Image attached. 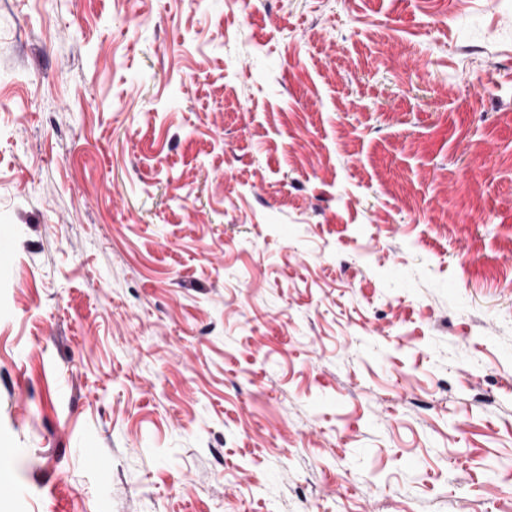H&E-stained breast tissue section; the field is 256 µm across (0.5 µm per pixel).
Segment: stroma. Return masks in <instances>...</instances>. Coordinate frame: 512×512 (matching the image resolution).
<instances>
[{"label": "stroma", "instance_id": "35a3bbf8", "mask_svg": "<svg viewBox=\"0 0 512 512\" xmlns=\"http://www.w3.org/2000/svg\"><path fill=\"white\" fill-rule=\"evenodd\" d=\"M0 512H512V0H0Z\"/></svg>", "mask_w": 512, "mask_h": 512}]
</instances>
